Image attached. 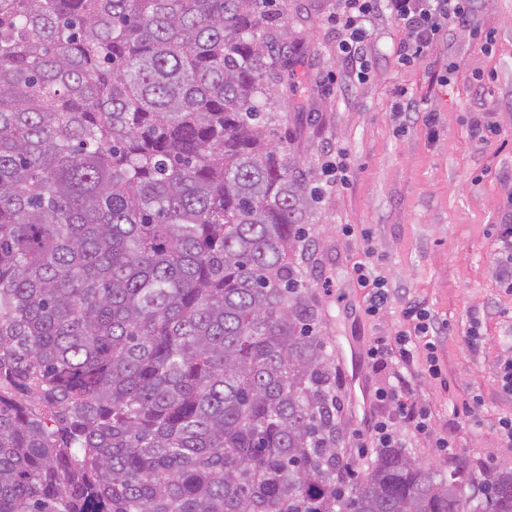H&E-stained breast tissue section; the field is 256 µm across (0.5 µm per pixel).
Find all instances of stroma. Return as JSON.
Returning <instances> with one entry per match:
<instances>
[{
  "instance_id": "35a3bbf8",
  "label": "stroma",
  "mask_w": 512,
  "mask_h": 512,
  "mask_svg": "<svg viewBox=\"0 0 512 512\" xmlns=\"http://www.w3.org/2000/svg\"><path fill=\"white\" fill-rule=\"evenodd\" d=\"M279 2L288 21L275 45L285 64L280 112L291 153L322 191L307 281L322 313L317 333L332 355L350 459L361 468L375 456L360 440L386 411L355 387L373 391L390 376L367 350L404 329L401 310L416 300L435 323L442 375L430 377L424 350H416L413 394L454 450L410 437L407 452L430 466L453 455L481 474L506 456L497 429L512 414L499 378L501 360L512 357V288L495 258L502 216L512 210V0H474L471 29L448 27L428 56L406 65L394 54L402 30L376 11L361 72L338 55L335 0ZM400 90L416 109L398 117L391 106ZM426 111L436 113V130L425 125ZM483 115L500 133L480 141L470 130ZM336 153L346 174L337 187L326 167ZM371 262L391 294L378 320L366 313L368 291L358 282V267ZM354 342L364 349L356 360ZM476 398L480 406L465 416Z\"/></svg>"
}]
</instances>
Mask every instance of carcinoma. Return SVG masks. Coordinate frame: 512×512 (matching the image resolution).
<instances>
[{
  "mask_svg": "<svg viewBox=\"0 0 512 512\" xmlns=\"http://www.w3.org/2000/svg\"><path fill=\"white\" fill-rule=\"evenodd\" d=\"M276 0H0V512H502L354 468Z\"/></svg>",
  "mask_w": 512,
  "mask_h": 512,
  "instance_id": "carcinoma-1",
  "label": "carcinoma"
}]
</instances>
